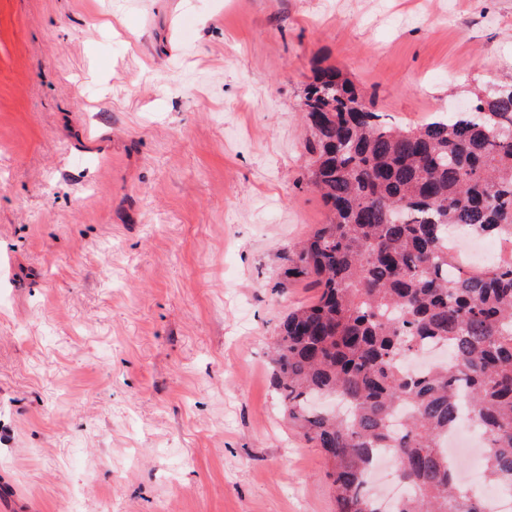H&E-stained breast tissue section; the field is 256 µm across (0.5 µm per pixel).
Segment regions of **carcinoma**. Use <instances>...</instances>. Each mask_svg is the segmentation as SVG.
<instances>
[{"mask_svg": "<svg viewBox=\"0 0 512 512\" xmlns=\"http://www.w3.org/2000/svg\"><path fill=\"white\" fill-rule=\"evenodd\" d=\"M472 106L482 120L399 125L332 67L306 91L329 217L288 256L317 294L282 320L272 365L288 419L327 458L336 512H385L369 487L381 452L413 490L395 512H490L448 460L464 413L485 481L512 491V258L473 274L448 251L455 234L512 239V80ZM433 344L450 362L409 371Z\"/></svg>", "mask_w": 512, "mask_h": 512, "instance_id": "obj_1", "label": "carcinoma"}]
</instances>
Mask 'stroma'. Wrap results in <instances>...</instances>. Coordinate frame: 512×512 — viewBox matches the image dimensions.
<instances>
[{
    "label": "stroma",
    "mask_w": 512,
    "mask_h": 512,
    "mask_svg": "<svg viewBox=\"0 0 512 512\" xmlns=\"http://www.w3.org/2000/svg\"><path fill=\"white\" fill-rule=\"evenodd\" d=\"M318 65L419 123L512 0H0V512H334L270 366Z\"/></svg>",
    "instance_id": "stroma-1"
}]
</instances>
